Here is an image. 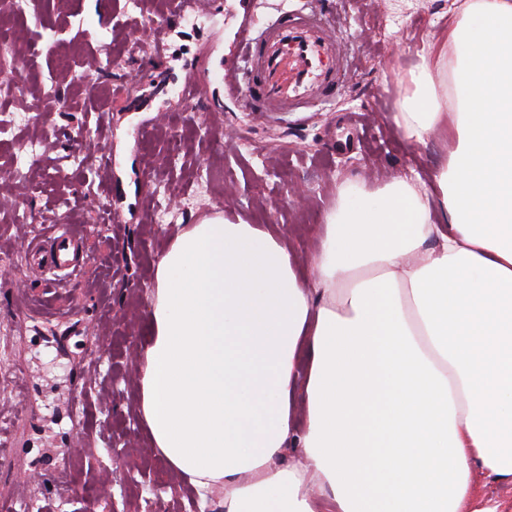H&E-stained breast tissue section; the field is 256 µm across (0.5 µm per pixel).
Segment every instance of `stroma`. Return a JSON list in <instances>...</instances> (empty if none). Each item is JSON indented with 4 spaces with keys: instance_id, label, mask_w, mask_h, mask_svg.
<instances>
[{
    "instance_id": "35a3bbf8",
    "label": "stroma",
    "mask_w": 512,
    "mask_h": 512,
    "mask_svg": "<svg viewBox=\"0 0 512 512\" xmlns=\"http://www.w3.org/2000/svg\"><path fill=\"white\" fill-rule=\"evenodd\" d=\"M316 7L334 22L345 73L334 98L305 112L267 114L218 82L240 67L244 22L262 28L283 10ZM453 0H202L192 23L174 4L152 0H22L0 15V89L17 79L13 61L31 60L14 112H43L38 128L0 132V173L33 163L31 178L0 182V250L69 225L81 237L78 276L57 288L19 265L24 291L45 309L20 316L0 335V505L35 491L51 512H87L60 500L57 484L29 483L57 470L60 446L79 460L77 479L102 512H218L170 474L139 421V392L127 357L150 338L155 271L178 225L223 215L287 236L309 261L338 185H379L402 176L428 180L447 160L434 139L406 142L393 123L400 81L448 21ZM167 50L152 43V19ZM68 70H60L59 59ZM193 72L190 103L155 100L141 112L150 81ZM84 149L89 159L77 166ZM110 152L112 167L97 158ZM85 389L82 428L63 394Z\"/></svg>"
}]
</instances>
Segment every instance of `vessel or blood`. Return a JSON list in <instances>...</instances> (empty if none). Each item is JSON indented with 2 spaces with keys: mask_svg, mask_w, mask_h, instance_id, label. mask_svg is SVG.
<instances>
[{
  "mask_svg": "<svg viewBox=\"0 0 512 512\" xmlns=\"http://www.w3.org/2000/svg\"><path fill=\"white\" fill-rule=\"evenodd\" d=\"M241 44L247 79L227 76L223 82L258 111L300 112L335 94L343 71L341 47L320 15L286 11L257 34L243 25ZM80 251L79 237L64 225L28 245L31 268L59 279L77 274Z\"/></svg>",
  "mask_w": 512,
  "mask_h": 512,
  "instance_id": "vessel-or-blood-1",
  "label": "vessel or blood"
}]
</instances>
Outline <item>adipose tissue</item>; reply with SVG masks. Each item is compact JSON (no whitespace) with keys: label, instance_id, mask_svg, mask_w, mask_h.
<instances>
[{"label":"adipose tissue","instance_id":"obj_1","mask_svg":"<svg viewBox=\"0 0 512 512\" xmlns=\"http://www.w3.org/2000/svg\"><path fill=\"white\" fill-rule=\"evenodd\" d=\"M457 11L394 116L449 146L430 190L340 186L305 277L286 237L221 217L158 263L142 422L224 512H503L470 477L512 481V0Z\"/></svg>","mask_w":512,"mask_h":512}]
</instances>
